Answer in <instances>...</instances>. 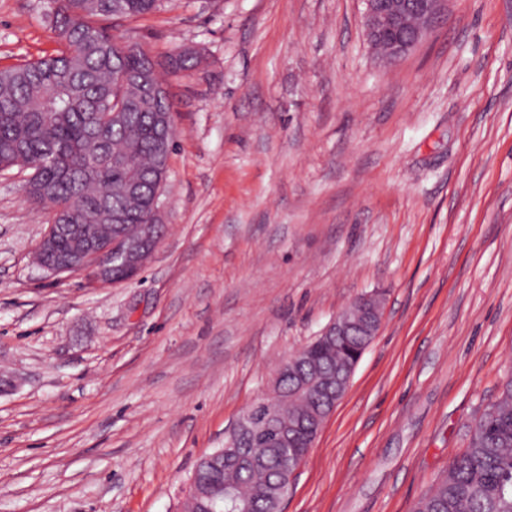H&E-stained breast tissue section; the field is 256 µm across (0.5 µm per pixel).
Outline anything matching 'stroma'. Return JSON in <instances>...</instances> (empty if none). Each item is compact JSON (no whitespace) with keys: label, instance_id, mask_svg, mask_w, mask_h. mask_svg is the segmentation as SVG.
<instances>
[{"label":"stroma","instance_id":"stroma-1","mask_svg":"<svg viewBox=\"0 0 512 512\" xmlns=\"http://www.w3.org/2000/svg\"><path fill=\"white\" fill-rule=\"evenodd\" d=\"M0 0V68L58 49ZM362 0H162L114 32L158 61L166 232L98 288L33 263L0 178V512H176L196 462L356 296L382 325L283 512H413L512 370V0H448L391 65Z\"/></svg>","mask_w":512,"mask_h":512}]
</instances>
